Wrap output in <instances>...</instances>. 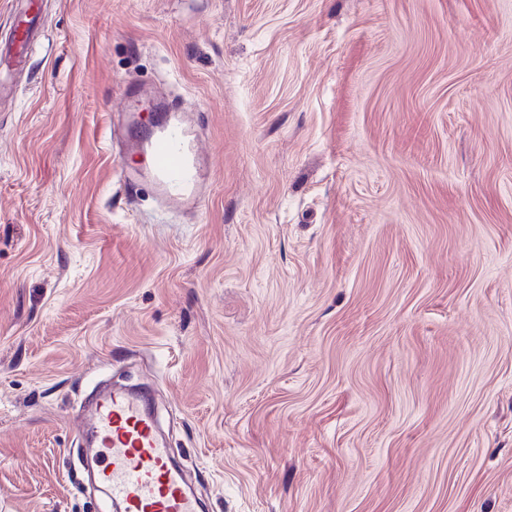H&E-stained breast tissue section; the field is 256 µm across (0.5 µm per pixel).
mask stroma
<instances>
[{
    "label": "stroma",
    "mask_w": 512,
    "mask_h": 512,
    "mask_svg": "<svg viewBox=\"0 0 512 512\" xmlns=\"http://www.w3.org/2000/svg\"><path fill=\"white\" fill-rule=\"evenodd\" d=\"M0 512H113L148 390L205 512H512V0H0ZM137 80L209 179L164 207Z\"/></svg>",
    "instance_id": "obj_1"
}]
</instances>
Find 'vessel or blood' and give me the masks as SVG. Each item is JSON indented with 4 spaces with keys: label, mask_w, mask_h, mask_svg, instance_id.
Segmentation results:
<instances>
[{
    "label": "vessel or blood",
    "mask_w": 512,
    "mask_h": 512,
    "mask_svg": "<svg viewBox=\"0 0 512 512\" xmlns=\"http://www.w3.org/2000/svg\"><path fill=\"white\" fill-rule=\"evenodd\" d=\"M130 142L132 150L147 152V174L170 208L198 202L204 175L196 144L181 121L161 119ZM90 428L102 449L97 480L124 512H200L185 471L173 465L170 449L156 433V418L139 393L104 395Z\"/></svg>",
    "instance_id": "vessel-or-blood-1"
}]
</instances>
